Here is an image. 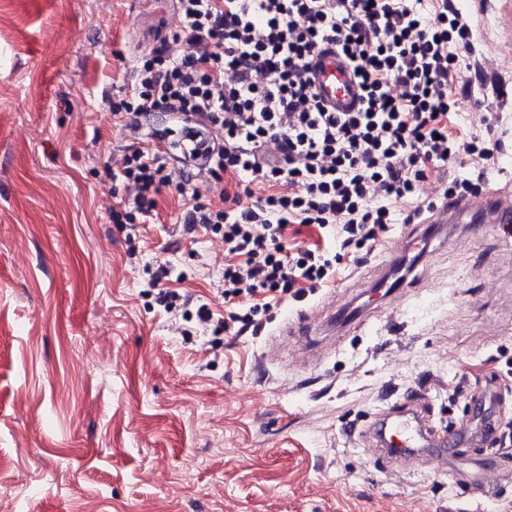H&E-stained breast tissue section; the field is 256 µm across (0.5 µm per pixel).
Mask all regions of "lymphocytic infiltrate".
I'll return each mask as SVG.
<instances>
[{
  "label": "lymphocytic infiltrate",
  "mask_w": 512,
  "mask_h": 512,
  "mask_svg": "<svg viewBox=\"0 0 512 512\" xmlns=\"http://www.w3.org/2000/svg\"><path fill=\"white\" fill-rule=\"evenodd\" d=\"M172 2L181 19L172 39H160L133 65L130 84L102 98L125 122L157 112L207 121L199 130L164 127L180 138L168 153L125 146L112 171L125 196L111 223H154L158 195L186 194L202 175L235 182L221 205L191 203L180 215L186 233L224 238L225 317L164 287L171 271L161 266L148 286L165 311L190 306L217 330L234 323L242 333L260 331L251 297L302 300L333 278L335 259L373 252L397 203L417 197L426 163L447 172L445 198L482 191L500 146L448 133L452 92L464 83L455 51L474 38L470 16L450 0ZM173 42L180 52L170 51ZM326 43L354 67L364 92L358 111H326L313 89L310 60ZM291 224L317 225L338 251L287 250Z\"/></svg>",
  "instance_id": "1"
}]
</instances>
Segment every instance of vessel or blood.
Masks as SVG:
<instances>
[{
  "instance_id": "vessel-or-blood-1",
  "label": "vessel or blood",
  "mask_w": 512,
  "mask_h": 512,
  "mask_svg": "<svg viewBox=\"0 0 512 512\" xmlns=\"http://www.w3.org/2000/svg\"><path fill=\"white\" fill-rule=\"evenodd\" d=\"M309 77L322 105L330 112H354L361 104L362 91L347 58L334 45L318 48L310 64ZM430 224H490L496 229L512 225V189L488 191L469 199H451L431 209ZM429 411L422 398L410 400L405 412L384 418L376 455L386 464L407 471L443 465L433 449L445 445L449 436L428 423ZM456 467L464 483L482 486L489 482L493 469L486 459L466 456Z\"/></svg>"
}]
</instances>
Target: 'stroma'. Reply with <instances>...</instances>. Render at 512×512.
Listing matches in <instances>:
<instances>
[{"instance_id": "obj_1", "label": "stroma", "mask_w": 512, "mask_h": 512, "mask_svg": "<svg viewBox=\"0 0 512 512\" xmlns=\"http://www.w3.org/2000/svg\"><path fill=\"white\" fill-rule=\"evenodd\" d=\"M510 15L512 0L473 9L475 51L458 54L451 128L502 143L488 190L512 184V56L497 51ZM178 26L169 0H0V512H512V447L446 446L498 471L479 501L448 467L384 465L367 434L417 394L449 430L512 422V245L492 228L428 242L405 294L348 331L322 312L359 300L415 225H386L255 335L146 294L164 264L174 289L224 311V239L183 236L184 196L164 190L156 223L109 221L124 190L104 164L132 137L102 96ZM492 378L498 403L476 407Z\"/></svg>"}]
</instances>
